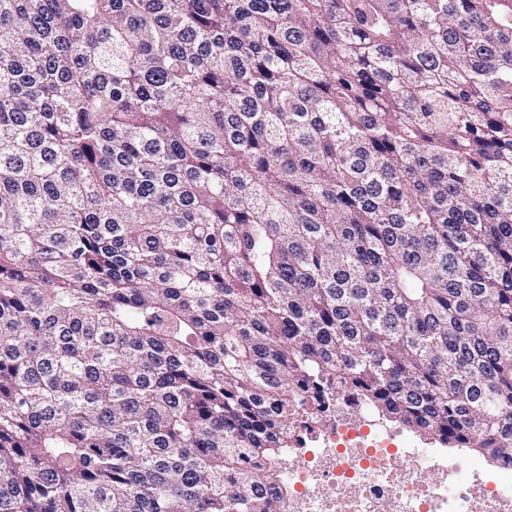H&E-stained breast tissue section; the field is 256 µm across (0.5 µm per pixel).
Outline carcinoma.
Wrapping results in <instances>:
<instances>
[{"mask_svg":"<svg viewBox=\"0 0 512 512\" xmlns=\"http://www.w3.org/2000/svg\"><path fill=\"white\" fill-rule=\"evenodd\" d=\"M345 393L512 463V0H0V512H284Z\"/></svg>","mask_w":512,"mask_h":512,"instance_id":"obj_1","label":"carcinoma"}]
</instances>
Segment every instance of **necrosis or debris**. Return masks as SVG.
Wrapping results in <instances>:
<instances>
[{"instance_id":"1","label":"necrosis or debris","mask_w":512,"mask_h":512,"mask_svg":"<svg viewBox=\"0 0 512 512\" xmlns=\"http://www.w3.org/2000/svg\"><path fill=\"white\" fill-rule=\"evenodd\" d=\"M277 466L288 481L284 512H512V469L461 480V462L415 448L356 398L320 424L296 419Z\"/></svg>"}]
</instances>
